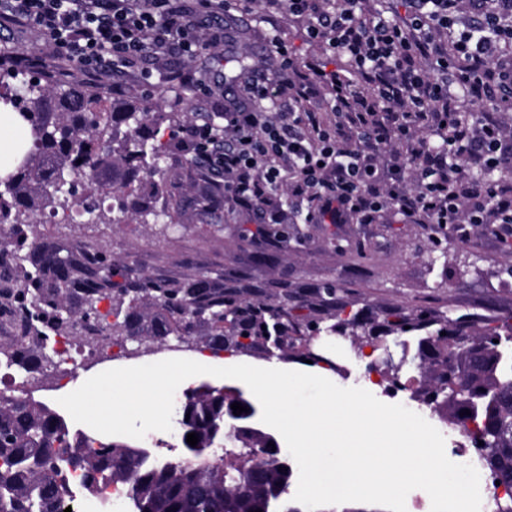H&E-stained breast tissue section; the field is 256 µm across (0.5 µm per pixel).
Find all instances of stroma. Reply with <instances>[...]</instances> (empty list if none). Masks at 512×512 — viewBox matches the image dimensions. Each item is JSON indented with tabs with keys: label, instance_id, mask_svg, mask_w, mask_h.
Listing matches in <instances>:
<instances>
[{
	"label": "stroma",
	"instance_id": "1",
	"mask_svg": "<svg viewBox=\"0 0 512 512\" xmlns=\"http://www.w3.org/2000/svg\"><path fill=\"white\" fill-rule=\"evenodd\" d=\"M240 29L231 45L203 50L193 58L173 55L163 63L167 71L195 72L210 86V94L196 90L186 98L170 86L146 81L141 71L152 68L148 60L143 68L121 76L124 97L149 112L177 113L184 123L223 109L230 89L224 80L229 60L248 56L252 68L274 77L270 32H277L298 56L310 51L303 25L294 19L267 17L258 9L241 21ZM166 154V187L155 204L179 207L177 225L135 220L92 224L76 205L68 219L57 222L36 214L35 244L61 241L91 255L106 254L133 280L142 274L167 280L220 278L243 286L246 298L287 303L299 319L324 318L342 306L363 322L394 308L426 309L452 318L470 315L497 325L512 320V244L500 242L484 228L445 233L387 212L372 224H292L287 241L275 247L252 236L254 213L228 197L201 204L200 188L208 172L180 149L168 148ZM436 239L445 254L432 252ZM328 282L338 288L335 298L320 292ZM311 349L335 362L337 386L364 387L367 362L349 342L324 335L313 340ZM53 368L50 361L28 372L1 367L0 378L15 380L25 396L53 407Z\"/></svg>",
	"mask_w": 512,
	"mask_h": 512
}]
</instances>
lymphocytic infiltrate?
Instances as JSON below:
<instances>
[{"mask_svg": "<svg viewBox=\"0 0 512 512\" xmlns=\"http://www.w3.org/2000/svg\"><path fill=\"white\" fill-rule=\"evenodd\" d=\"M0 0V17L36 33L93 78L146 55L192 57L262 6L301 21L319 54L297 60L279 37L276 78L237 89L193 121L181 146L259 223L280 193L308 224L373 223L391 210L420 224L485 226L512 242V0Z\"/></svg>", "mask_w": 512, "mask_h": 512, "instance_id": "obj_1", "label": "lymphocytic infiltrate"}]
</instances>
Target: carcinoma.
<instances>
[{"instance_id":"carcinoma-1","label":"carcinoma","mask_w":512,"mask_h":512,"mask_svg":"<svg viewBox=\"0 0 512 512\" xmlns=\"http://www.w3.org/2000/svg\"><path fill=\"white\" fill-rule=\"evenodd\" d=\"M0 102L17 111L31 130V146L14 172L0 178V253L23 251L32 267L14 266L13 288H0V308L19 315L26 327L17 342L0 344V363L27 371L40 366L45 337L31 333L32 319L63 334L80 320L76 335H98V303L131 292L150 297L152 305L116 309L124 319L112 325V335L155 336L163 343L206 321L215 334L203 343L214 354L225 350L226 312L240 315L234 335L252 341L266 333L285 339L340 332L360 350L384 347L390 336H415L414 369L420 374L415 400L463 428L472 441L487 435V446L479 452L484 469L504 490L497 512H512V323L502 334L465 316L435 319L424 310H389L369 328L336 315L325 326L280 322L273 305L242 298L222 280L170 282L142 275L131 285L118 280L121 270L101 254L89 256L57 243L28 250V236L19 235L18 226L33 223L37 211L71 207L80 183L89 193L79 203L93 222L107 213L114 224L133 216L178 220L177 210L159 211L137 192L144 183L157 189L164 181L153 140L171 116L152 115L123 99L112 101L106 111L88 90L60 85L50 92L36 79L23 94L1 92ZM123 127L125 137L119 139L116 132ZM72 293L81 295L86 309L65 315L61 309ZM465 409L470 414H462ZM180 412L189 414V422L180 426L182 447H189L186 438L192 432L198 435L197 447H222L214 434L224 418L220 388L185 392ZM278 481L271 462L238 456L226 475L214 459L181 464L154 452L135 454L121 440H88L47 404L0 391V512H61L80 497H93L106 509L102 493L113 485L126 491L128 512H249Z\"/></svg>"}]
</instances>
